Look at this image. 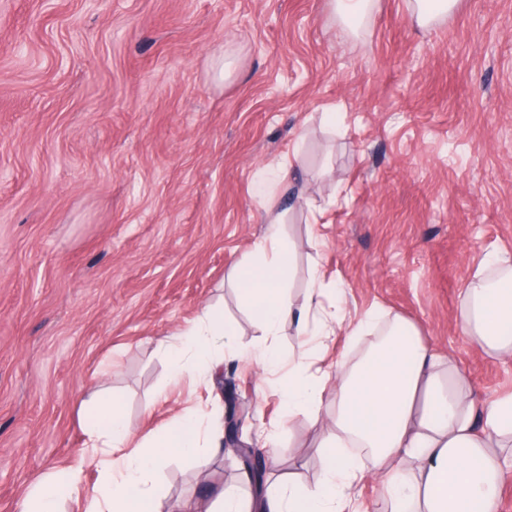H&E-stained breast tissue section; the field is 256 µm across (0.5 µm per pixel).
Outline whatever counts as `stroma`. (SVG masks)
I'll list each match as a JSON object with an SVG mask.
<instances>
[{"label": "stroma", "mask_w": 512, "mask_h": 512, "mask_svg": "<svg viewBox=\"0 0 512 512\" xmlns=\"http://www.w3.org/2000/svg\"><path fill=\"white\" fill-rule=\"evenodd\" d=\"M290 166L319 213L253 192ZM294 250L302 302L408 320L452 356L478 402L512 394V356L471 346L461 294L486 251L512 255V0H458L432 29L376 0L357 35L332 0H0V512L85 439V392H109L135 441L195 407L242 438L276 435L267 483L317 482L321 431L284 414L281 374L225 355L205 386L156 347L205 307L251 349L260 330L232 273L267 208ZM172 512L250 493L231 454L170 456ZM224 402L227 404L226 425L220 444H224V449H230L232 452L234 448H251L241 439L240 429L246 410L235 389L228 387L225 390Z\"/></svg>", "instance_id": "stroma-1"}]
</instances>
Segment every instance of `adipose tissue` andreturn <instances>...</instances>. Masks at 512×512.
I'll list each match as a JSON object with an SVG mask.
<instances>
[{"label": "adipose tissue", "mask_w": 512, "mask_h": 512, "mask_svg": "<svg viewBox=\"0 0 512 512\" xmlns=\"http://www.w3.org/2000/svg\"><path fill=\"white\" fill-rule=\"evenodd\" d=\"M266 237L253 260L238 266L236 281L243 301L263 335H277L284 322L296 324V350L281 357L259 348L265 370L288 363L292 372L283 388L287 409L282 427L297 415L315 416L324 397L336 403L323 421L316 448L324 474L312 487L278 485L258 500L243 498L232 487L219 500L225 512H362L346 490L363 475L355 453L364 451L390 512H496L501 479L500 451L512 444V396L477 409L452 359L418 335L400 317L366 312L348 330L366 340L358 360L336 357L334 376L308 372L311 342L336 331V319L320 309L322 284L312 276L306 302L294 307L288 295L292 253L281 241L282 216L268 211ZM458 317L463 333L490 356L512 354V256L490 251L465 288ZM235 327L220 309L202 310L179 345L170 338L158 346L177 376L193 381L215 379L223 354L232 347ZM93 410L81 454L72 464L42 477L29 491L22 512H62L64 501L79 499L84 512H162L152 476L171 449L196 456L209 425L186 415L141 444L111 396L87 393ZM103 471L99 485L83 493L87 463Z\"/></svg>", "instance_id": "ef3b65f1"}]
</instances>
